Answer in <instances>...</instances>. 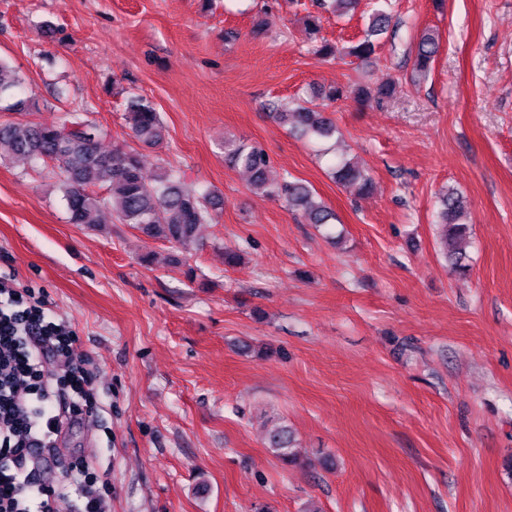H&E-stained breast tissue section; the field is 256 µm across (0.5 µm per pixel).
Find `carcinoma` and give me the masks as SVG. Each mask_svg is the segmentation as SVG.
<instances>
[{"instance_id":"1","label":"carcinoma","mask_w":512,"mask_h":512,"mask_svg":"<svg viewBox=\"0 0 512 512\" xmlns=\"http://www.w3.org/2000/svg\"><path fill=\"white\" fill-rule=\"evenodd\" d=\"M392 25L391 14L383 5L376 4L363 37L340 49L320 36V18L311 15L308 19L311 51L324 60L334 59L341 52L367 60L375 51L374 38L386 33ZM437 52L435 35H422L417 49V67L427 70ZM22 83L19 71L0 58V97L21 88ZM318 108L313 100L303 98L291 112L282 111V105L276 101L268 104L269 113L278 123L318 140L331 139L339 134V129L333 119L324 116ZM5 110L28 114L37 110V103L30 97H21L8 103ZM125 120L135 139L151 146L163 143L166 126L151 100L142 96L129 98ZM108 137H112L111 130L89 119L86 108L69 107L61 110L52 124L21 120L0 123V159L28 161L39 172L55 178L70 224H97L101 211L110 208L119 223L129 224L149 237L183 248L194 243L200 225L216 220L215 196L182 184L177 171L166 161L159 167L155 185L147 186L137 151L119 143L114 144L109 153L100 151V141ZM222 147L226 161L246 172L252 186L262 195L282 199L288 207L303 210L312 224H331L335 215L313 200L307 185L286 176L271 179L269 157L263 148L233 137L224 138ZM330 173L338 184L357 187L362 197L371 195L373 177L353 159L338 158L330 165ZM466 207V199L454 189H448L439 197L436 221L445 240L467 236L468 224L462 222ZM268 445L282 461L298 462L293 438L287 429L273 431Z\"/></svg>"}]
</instances>
